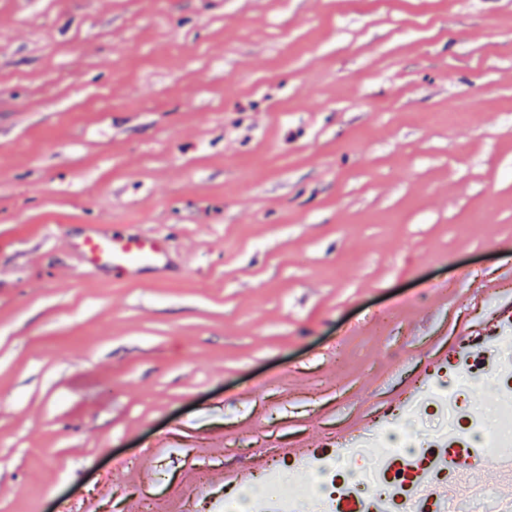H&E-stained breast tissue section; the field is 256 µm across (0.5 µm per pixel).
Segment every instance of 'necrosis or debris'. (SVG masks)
I'll return each mask as SVG.
<instances>
[{"mask_svg":"<svg viewBox=\"0 0 512 512\" xmlns=\"http://www.w3.org/2000/svg\"><path fill=\"white\" fill-rule=\"evenodd\" d=\"M450 378L437 387L421 383L413 388L411 404L379 415L375 429L381 451L370 466L346 468L333 460H308L322 477L321 490L291 483L280 486L288 467L284 458H271L257 476L260 493L230 487L224 493V512H303L309 496H316L321 512H342L354 500L359 512H512V499L488 497L473 488L467 464L486 449L512 463V353L497 348L481 366L457 360L449 365ZM494 376L496 423L487 426L482 409L469 399L470 385ZM431 421L420 444H412L405 424ZM456 466H449V459Z\"/></svg>","mask_w":512,"mask_h":512,"instance_id":"obj_1","label":"necrosis or debris"}]
</instances>
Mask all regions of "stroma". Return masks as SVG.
Listing matches in <instances>:
<instances>
[{"label":"stroma","mask_w":512,"mask_h":512,"mask_svg":"<svg viewBox=\"0 0 512 512\" xmlns=\"http://www.w3.org/2000/svg\"><path fill=\"white\" fill-rule=\"evenodd\" d=\"M510 305L512 0H0V512H224ZM92 270L112 273V280L136 281L144 270L169 271L168 237L163 232L109 231L96 224L70 242Z\"/></svg>","instance_id":"obj_1"}]
</instances>
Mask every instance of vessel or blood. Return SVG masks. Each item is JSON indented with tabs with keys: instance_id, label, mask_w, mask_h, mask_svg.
I'll return each mask as SVG.
<instances>
[{
	"instance_id": "vessel-or-blood-1",
	"label": "vessel or blood",
	"mask_w": 512,
	"mask_h": 512,
	"mask_svg": "<svg viewBox=\"0 0 512 512\" xmlns=\"http://www.w3.org/2000/svg\"><path fill=\"white\" fill-rule=\"evenodd\" d=\"M71 246L90 269L111 273L113 279L120 281L133 282L142 271L164 273L170 267L168 237L160 231L122 233L92 224L81 237L72 240ZM485 356L486 342L481 338L456 347L448 354L449 359L462 357L476 364Z\"/></svg>"
}]
</instances>
